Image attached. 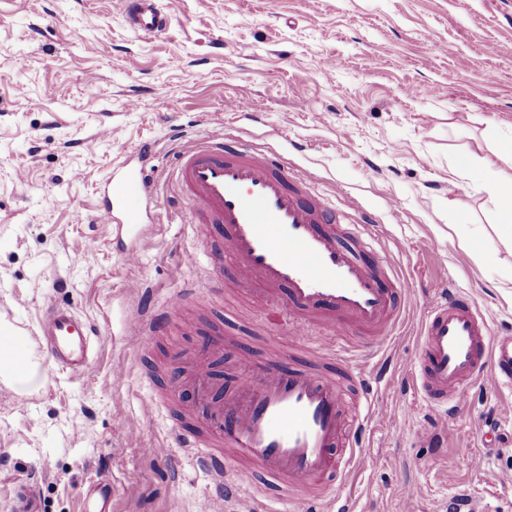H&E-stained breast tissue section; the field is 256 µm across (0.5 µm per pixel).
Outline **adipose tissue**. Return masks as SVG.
<instances>
[{"mask_svg": "<svg viewBox=\"0 0 512 512\" xmlns=\"http://www.w3.org/2000/svg\"><path fill=\"white\" fill-rule=\"evenodd\" d=\"M493 154L494 161L485 162L481 170L466 165L460 167L458 175L466 187L484 189L496 204L501 214L498 237L512 254V149L498 146Z\"/></svg>", "mask_w": 512, "mask_h": 512, "instance_id": "ef3b65f1", "label": "adipose tissue"}]
</instances>
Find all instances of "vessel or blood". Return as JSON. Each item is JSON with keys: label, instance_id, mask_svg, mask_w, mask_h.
Segmentation results:
<instances>
[{"label": "vessel or blood", "instance_id": "b4317fda", "mask_svg": "<svg viewBox=\"0 0 512 512\" xmlns=\"http://www.w3.org/2000/svg\"><path fill=\"white\" fill-rule=\"evenodd\" d=\"M131 27L165 32L169 17L156 0H123ZM172 205L186 211L197 238L220 229L211 263L232 262L238 281L261 287L268 302L284 301L291 333L303 346L320 344L329 366L289 363L273 354L238 360L236 379L217 392L212 363L225 341L202 344L190 360L189 413L197 432L175 434L176 447L198 455L225 499L252 493L266 481L289 512H316L346 469L367 458L357 433L348 431L342 385L362 391L359 425L373 418L366 371L344 339L362 336L377 345L401 320L402 282L389 257L374 245L379 218L364 211L342 223L332 202L286 155L274 154L224 132L175 149ZM156 179L148 166L122 168L98 212L101 223L120 220L135 236L150 218ZM160 313L146 310L129 322L131 334L154 336ZM39 332L50 360L74 375L96 361L93 324L74 311L49 307ZM422 354L413 387L443 413L459 408L468 386L493 361L499 382L512 387V336H491L486 318L459 293L432 297L421 332Z\"/></svg>", "mask_w": 512, "mask_h": 512}]
</instances>
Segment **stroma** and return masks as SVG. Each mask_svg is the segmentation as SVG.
<instances>
[{"label": "stroma", "mask_w": 512, "mask_h": 512, "mask_svg": "<svg viewBox=\"0 0 512 512\" xmlns=\"http://www.w3.org/2000/svg\"><path fill=\"white\" fill-rule=\"evenodd\" d=\"M171 19L136 32L120 0H0V330L38 373L0 386V512L32 484L39 512H82L88 481L112 479V512H200L217 491L173 447L194 428L170 395L185 356L219 334L254 359L293 352L287 311L219 274L167 184L176 143L215 131L287 151L337 209L382 220L376 244L405 283L402 325L377 369L364 466L336 486L353 512H512V389L493 369L443 416L408 385L429 297L453 288L512 336V255L484 192L456 169L512 144V0H159ZM243 100L248 111H232ZM154 145L153 221L138 258L97 220L105 183ZM463 239L474 250L460 248ZM197 293L147 340L126 327L145 301ZM95 326L92 372L74 376L37 342L48 304ZM123 369L124 381L113 379ZM140 428L129 432L125 421ZM167 446L153 456L152 446Z\"/></svg>", "instance_id": "35a3bbf8"}]
</instances>
